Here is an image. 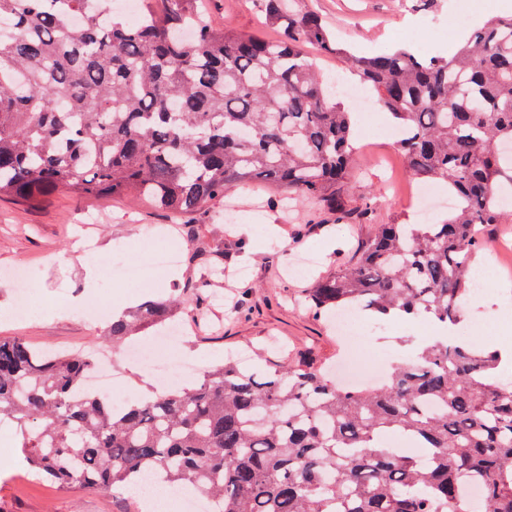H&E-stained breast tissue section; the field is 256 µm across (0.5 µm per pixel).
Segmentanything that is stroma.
I'll return each mask as SVG.
<instances>
[{
	"instance_id": "1",
	"label": "stroma",
	"mask_w": 512,
	"mask_h": 512,
	"mask_svg": "<svg viewBox=\"0 0 512 512\" xmlns=\"http://www.w3.org/2000/svg\"><path fill=\"white\" fill-rule=\"evenodd\" d=\"M300 13L317 15L337 43L360 56L401 46L423 56L447 55L483 27L492 16L512 15V0H474L461 14L460 0H292ZM198 8L215 26L245 34L275 37L266 25L259 0H199ZM378 137L357 149L343 187L348 209H367L366 218L338 221L330 211L307 200L283 210L278 192L260 185L236 187L203 213L171 222L162 212L133 200L77 197L61 189L34 206L0 198V336H23L33 344L97 346L100 326L77 316L70 302L94 298L111 304L123 293L136 302L168 297L195 281L181 323L202 319L205 326L183 348L185 361L208 368L226 351H253L252 366L268 369L282 357L310 356L337 370L345 346L336 323L314 314L304 301L308 288L354 260L379 224L421 223L418 208L407 201L412 178L403 167L385 111L376 114ZM250 224L256 240L233 234L235 224ZM173 228L171 245L180 248L179 266L156 270L147 282L118 279L116 244L128 245L129 259L145 260L150 245L146 227ZM106 256L95 276L85 269L82 238ZM38 270L35 303L24 317L11 314L15 287L6 281L19 268ZM512 270L489 279L479 299L463 306L456 336L480 346L512 344ZM432 320L390 319L358 336V355L382 361L384 369L412 356L418 343L434 335ZM0 512H137L134 497L121 489L110 493L63 491L30 472L10 430L0 431Z\"/></svg>"
}]
</instances>
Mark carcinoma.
<instances>
[{
    "mask_svg": "<svg viewBox=\"0 0 512 512\" xmlns=\"http://www.w3.org/2000/svg\"><path fill=\"white\" fill-rule=\"evenodd\" d=\"M167 2L132 27L103 24L89 0H0V17L15 19L0 37V197L33 204L66 188L177 217L259 184L342 213L355 128L317 64L334 55L395 119L409 175L448 185L457 204L440 224L379 225L307 302L329 317L357 307L459 324L480 226L512 222L501 202L512 152L496 151L512 145V16L448 56L357 57L288 0H260L275 40L213 26L196 0ZM186 302L147 300L112 316L103 339L168 326ZM498 363L495 351L432 339L383 384L347 389L308 361L263 372L228 356L116 410L84 391L89 355L0 337V421L22 436L29 468L63 489H126L152 468L209 494L217 512H473V479L483 512H512V378ZM391 432L428 464L388 447Z\"/></svg>",
    "mask_w": 512,
    "mask_h": 512,
    "instance_id": "carcinoma-1",
    "label": "carcinoma"
}]
</instances>
